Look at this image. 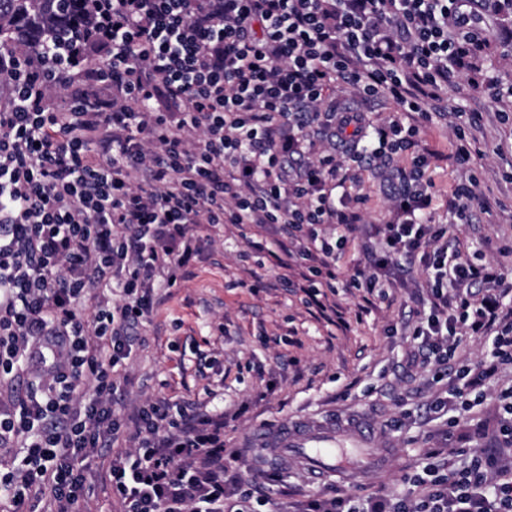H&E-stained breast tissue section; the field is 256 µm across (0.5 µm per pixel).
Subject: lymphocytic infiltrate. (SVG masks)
<instances>
[{"label":"lymphocytic infiltrate","instance_id":"obj_1","mask_svg":"<svg viewBox=\"0 0 512 512\" xmlns=\"http://www.w3.org/2000/svg\"><path fill=\"white\" fill-rule=\"evenodd\" d=\"M90 40L104 67L75 69L74 50L0 54V377L29 376L0 406V472L12 512H77L83 470L126 432L131 449L108 480L125 512H252L241 478L224 477V416L148 400L112 415L115 367L130 358L161 300L193 265L194 226L277 224L300 244L308 302L335 290L336 249L367 195L353 172L401 158L388 179L396 217L380 253L348 287L394 280L395 258L420 262L431 296L413 330L421 362L447 360L459 337L490 336L512 363V309L486 296L507 276L473 265L423 213L435 185L417 152L420 123L455 119L454 153L470 160L468 122L449 112L452 78L479 84L486 42L478 0H92ZM383 97L414 115L371 127L330 91ZM69 104L59 107L58 95ZM342 147L346 162L320 151ZM336 227V240L317 225ZM414 476L417 493L331 496L300 512H512V456H472Z\"/></svg>","mask_w":512,"mask_h":512}]
</instances>
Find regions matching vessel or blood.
Instances as JSON below:
<instances>
[{
  "label": "vessel or blood",
  "instance_id": "b4317fda",
  "mask_svg": "<svg viewBox=\"0 0 512 512\" xmlns=\"http://www.w3.org/2000/svg\"><path fill=\"white\" fill-rule=\"evenodd\" d=\"M372 438V429L363 423L330 420L313 426L287 424L272 436L258 432L251 435L250 445H274L285 458L305 464L312 480L322 481L341 467L357 475L367 474L360 456L362 449L370 447Z\"/></svg>",
  "mask_w": 512,
  "mask_h": 512
}]
</instances>
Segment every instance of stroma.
Returning a JSON list of instances; mask_svg holds the SVG:
<instances>
[{
  "label": "stroma",
  "instance_id": "35a3bbf8",
  "mask_svg": "<svg viewBox=\"0 0 512 512\" xmlns=\"http://www.w3.org/2000/svg\"><path fill=\"white\" fill-rule=\"evenodd\" d=\"M479 11L488 40L480 65L502 86L512 85V14L484 2ZM448 105L474 119L468 130L471 158L461 166L450 157L449 120L421 126L420 147L441 154L433 173L435 220L463 241L473 263L512 268V121L499 116L503 110L512 114V101L498 104L487 90L452 86ZM361 177L370 201L353 236L336 252L342 280L368 266V252L378 249L392 207L379 172ZM471 178L489 207L476 211L472 223H451L444 192ZM281 238L276 224H223L197 234L200 260L168 289L167 301L142 330L144 345L119 370L126 383L123 396L112 403L116 415L149 399L224 409V445L242 451L224 464L254 484L257 512H294L295 504L332 487L343 495L407 496L411 477L426 464V449L468 448L487 455L504 448L496 393L512 385V364L498 366L483 386L467 393L472 405L467 414L427 408L452 387L448 370L460 362L454 358L424 370L408 364L409 353L418 348L413 313L429 310L419 265L404 266L399 272L404 288L385 298L366 301L357 289L337 288L335 300L346 321L339 328L306 305L299 267L279 265L268 255ZM329 419H358L373 429V444L364 451L370 475L315 483L306 469L283 464L277 448L247 446L257 430ZM106 467L98 459L83 472L85 512L123 510L103 481Z\"/></svg>",
  "mask_w": 512,
  "mask_h": 512
}]
</instances>
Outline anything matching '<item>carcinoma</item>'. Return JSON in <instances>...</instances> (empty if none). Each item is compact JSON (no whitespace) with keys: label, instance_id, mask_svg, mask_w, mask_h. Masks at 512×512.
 I'll list each match as a JSON object with an SVG mask.
<instances>
[{"label":"carcinoma","instance_id":"carcinoma-1","mask_svg":"<svg viewBox=\"0 0 512 512\" xmlns=\"http://www.w3.org/2000/svg\"><path fill=\"white\" fill-rule=\"evenodd\" d=\"M89 0H0V50L23 43L33 54L46 44L81 38Z\"/></svg>","mask_w":512,"mask_h":512}]
</instances>
